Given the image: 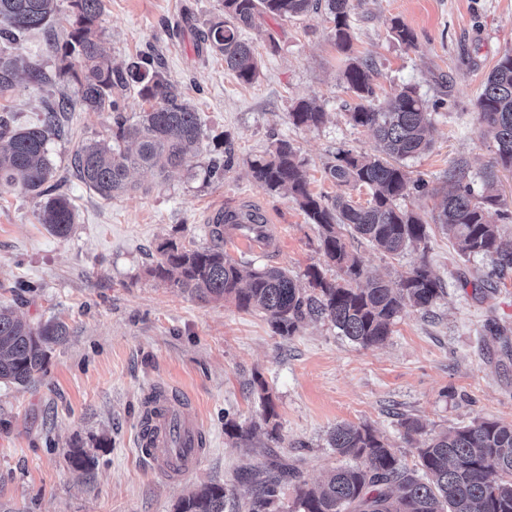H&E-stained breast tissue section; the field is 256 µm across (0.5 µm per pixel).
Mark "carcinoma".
<instances>
[{"mask_svg":"<svg viewBox=\"0 0 512 512\" xmlns=\"http://www.w3.org/2000/svg\"><path fill=\"white\" fill-rule=\"evenodd\" d=\"M350 0H222V13L209 21L205 41L224 57L236 78L251 84L259 76L258 61L240 30L258 28L266 16L288 20L326 7L334 23L336 47L351 46L347 23ZM70 31L60 54L61 72L79 85L80 100L92 112L112 113V142L82 146L74 157L80 179L105 199L132 189L130 170L150 169L166 175L189 168L199 150L200 117L168 82L149 57L114 67L95 34L103 0H70ZM59 13L58 0H0V92L13 87L19 57L13 54L23 33L48 25ZM343 78L357 99L351 121L372 131L380 154L341 151L327 168L341 192L330 200L308 190L305 160L288 140H280L251 161L253 178L270 192L288 191L309 223L320 229V250L339 271L329 281L312 268L308 287H297L288 270L254 269L243 275L239 264L224 254V225L212 230L209 249H185L172 243L159 247L163 259L155 277L185 288L201 299H232L245 310H258L281 336L293 335L306 316H325L342 335L362 346L385 341L401 310L428 311L443 292L440 279L427 266L413 269L397 287L369 274L363 260L349 250L343 229L374 247L397 255L428 238L427 224L398 204L408 183L405 161L430 146L431 115L412 87L405 86L384 102L375 103L374 70L367 60L349 59ZM136 84L148 107L134 121L124 115L122 92ZM483 134L496 145L495 163L512 170V49L490 71L477 98ZM61 108L44 106L42 124L16 128L0 116V186L16 184L40 198L38 220L60 238L75 224L68 197L53 193L47 183L53 166L47 143L59 127ZM326 112L313 100H301L288 113L296 127H318ZM366 187L371 199L362 205L351 191ZM500 205L494 172L484 177L483 191L469 185L447 194L436 223L455 239L465 256L494 254L503 267L512 266V241H505L487 213ZM67 336L58 321L34 325L13 310L0 307V382L26 385L43 371L52 345ZM405 435L416 441L418 461L406 466L397 451L368 427L341 425L330 447L350 463L330 470L314 485L295 488L290 512H512V424L481 420L471 425L418 439V420L403 422ZM295 477L275 461L249 473V512H283L279 488ZM228 491L207 485L190 493L177 512H224Z\"/></svg>","mask_w":512,"mask_h":512,"instance_id":"obj_1","label":"carcinoma"}]
</instances>
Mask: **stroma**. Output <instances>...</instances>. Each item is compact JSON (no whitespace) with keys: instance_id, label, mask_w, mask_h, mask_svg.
Returning <instances> with one entry per match:
<instances>
[{"instance_id":"stroma-1","label":"stroma","mask_w":512,"mask_h":512,"mask_svg":"<svg viewBox=\"0 0 512 512\" xmlns=\"http://www.w3.org/2000/svg\"><path fill=\"white\" fill-rule=\"evenodd\" d=\"M221 8V0H104L96 29L112 62L158 58L202 123L191 170L165 179L133 172L136 190L110 200L73 167L83 144L111 138L112 115L87 111L77 84L59 76L54 48L69 30V0H60L62 15L52 25L20 40L24 68L0 96V115L24 127L37 123L44 102L64 104L48 150L52 182L71 200L76 221L68 237H56L37 219L38 198L17 186L0 189V305L34 324L55 319L67 327L32 383L0 382V512H176L183 497L209 484L232 495L235 504L224 512H246L252 486L241 475L265 468L271 455L309 483L341 465L328 444L337 425L370 427L411 466L417 454L402 418L419 419L431 435L484 419L512 423V356L490 332L496 325L512 339V269L501 273L491 257L462 256L432 221L454 188L452 173L464 172L478 192L494 162L476 100L512 49V0H351L347 53L337 49L326 12L268 17L241 32L260 66L251 84L204 41ZM396 21L412 31L413 45L396 40ZM351 56L372 62L379 99L411 86L432 115L433 147L407 160L411 180L399 201L427 222V241L398 256L350 241L388 281L427 266L444 286L430 311L405 308L382 345L363 347L324 318L305 319L294 335L281 336L260 311L203 300L156 278L162 243L212 245L207 218L219 204L254 208L273 223L269 251L225 244L242 270L285 267L301 284L313 267L334 276L317 227L290 194L257 183L250 163L276 140H289L307 161L309 191L336 195L325 168L338 150L374 149L371 132L347 115L353 95L343 70ZM29 64L42 69L44 82L29 79ZM303 98L322 105V125L291 124L288 114ZM228 144L231 169L205 178L208 166L223 163ZM153 386L187 402L208 442L176 481L156 474L137 445ZM229 420L249 438L227 435ZM77 448L92 458L89 468L71 465Z\"/></svg>"}]
</instances>
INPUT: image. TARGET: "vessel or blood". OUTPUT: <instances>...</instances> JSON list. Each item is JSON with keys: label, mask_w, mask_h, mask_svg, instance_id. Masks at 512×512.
<instances>
[{"label": "vessel or blood", "mask_w": 512, "mask_h": 512, "mask_svg": "<svg viewBox=\"0 0 512 512\" xmlns=\"http://www.w3.org/2000/svg\"><path fill=\"white\" fill-rule=\"evenodd\" d=\"M203 430L185 414L173 392L159 387L146 401L138 444L151 468L174 480L190 471L202 452Z\"/></svg>", "instance_id": "b4317fda"}]
</instances>
